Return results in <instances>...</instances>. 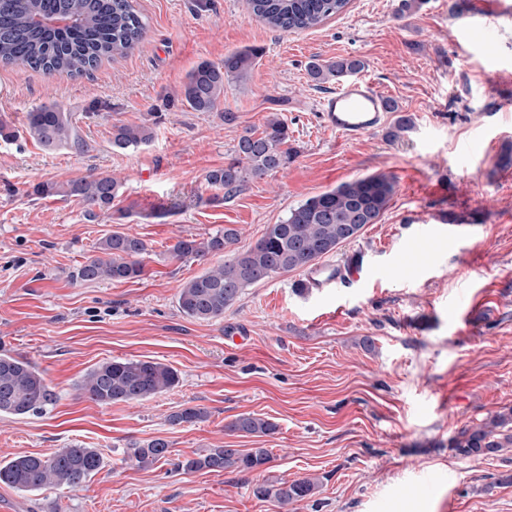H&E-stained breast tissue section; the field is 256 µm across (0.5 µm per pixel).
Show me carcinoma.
<instances>
[{
	"label": "carcinoma",
	"instance_id": "1",
	"mask_svg": "<svg viewBox=\"0 0 512 512\" xmlns=\"http://www.w3.org/2000/svg\"><path fill=\"white\" fill-rule=\"evenodd\" d=\"M349 0H248L253 15L267 26L284 32L318 27L345 11ZM67 16L73 23L43 28L39 17ZM146 23L133 0H0V64L44 73L88 75L103 61L133 50L143 39ZM256 53L239 50L219 63L202 61L187 75L182 96L196 112H212L224 95V81L244 79ZM365 63L347 56L325 64L311 62L308 75L321 85L327 80L362 71ZM74 113L58 105L40 106L27 113L29 135L47 149L67 147L81 153L87 145L79 135ZM153 137L144 125L112 127V148L124 151L148 143ZM288 127L278 117L267 119L260 131L249 129L238 139L234 156L224 166L209 171L206 182L229 195L250 177H262L288 167L292 155L287 147ZM121 184L110 174H98L67 183L44 182L33 194L78 197L91 207L110 209ZM395 183L385 173H375L344 182L308 198L289 210L277 224L267 227L251 247L236 248L239 232L225 227L206 239L181 238L172 247L178 260L230 254L224 263L184 282L177 293L179 310L187 317L210 321L224 317L242 292L259 282L294 271H306L324 256L357 239L363 228L375 224L394 194ZM98 255L77 271L83 281H124L143 272L138 257L148 251L145 241L124 231H113L98 242ZM179 383L177 370L150 360L104 362L84 377L80 389L101 405L139 402L172 389ZM56 401L42 372L31 361L8 352L0 353V415L38 414ZM199 406L183 408L170 415L175 425L207 420ZM231 432L254 436L272 435L277 425L265 417L242 414L227 425ZM451 445L466 456H488L512 447V410L498 413L472 425L453 438ZM169 443L155 438L131 448L129 459L140 468L168 460ZM95 448L71 446L51 455H18L0 463V483L17 491L37 492L47 486L80 487L102 466ZM271 462L266 448H210L195 458L174 463L184 472L262 473ZM317 479L304 477L292 482L266 479L253 486L261 501L288 505L313 497Z\"/></svg>",
	"mask_w": 512,
	"mask_h": 512
}]
</instances>
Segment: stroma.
<instances>
[{"instance_id":"35a3bbf8","label":"stroma","mask_w":512,"mask_h":512,"mask_svg":"<svg viewBox=\"0 0 512 512\" xmlns=\"http://www.w3.org/2000/svg\"><path fill=\"white\" fill-rule=\"evenodd\" d=\"M456 0H350L345 12L299 33L269 28L245 0H135L148 27L124 56L90 75L48 76L0 66V350L26 358L58 399L43 413L0 416V460L98 449L103 466L83 486L23 493L0 483V512H512V450L466 457L460 431L512 410V20L475 39ZM254 48L246 81H229L217 108L181 98L200 61ZM361 57L376 89L412 125L356 140L325 127L311 61ZM57 102L75 113L88 148L48 150L25 131L27 112ZM288 127L287 168L251 178L227 197L208 171L270 114ZM146 124L147 144L112 148V128ZM395 179L377 223L330 254L360 277L299 293V272L244 290L223 318L178 309L180 284L223 255L178 261V238L224 226L254 245L267 225L339 184L374 173ZM117 178L111 209L89 217L75 197L34 195L39 183L89 174ZM143 238V273L82 282L75 272L110 231ZM371 347H364V339ZM114 359L172 366L178 384L139 403L100 405L79 389ZM206 421L170 424L185 406ZM277 426L230 432L238 415ZM155 438L172 461L142 469L126 451ZM267 448L264 474L184 473L174 460L208 448ZM315 477L316 495L287 506L254 498L260 479ZM433 481L429 497L418 486Z\"/></svg>"}]
</instances>
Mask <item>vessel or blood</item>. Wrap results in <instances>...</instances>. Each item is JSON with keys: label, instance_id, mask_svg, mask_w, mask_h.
Segmentation results:
<instances>
[{"label": "vessel or blood", "instance_id": "obj_1", "mask_svg": "<svg viewBox=\"0 0 512 512\" xmlns=\"http://www.w3.org/2000/svg\"><path fill=\"white\" fill-rule=\"evenodd\" d=\"M319 113L328 129L351 140L382 129L387 121L384 97L363 76L346 79L321 98ZM358 276L353 265H318L309 271L308 281L313 288H332L338 279Z\"/></svg>", "mask_w": 512, "mask_h": 512}]
</instances>
